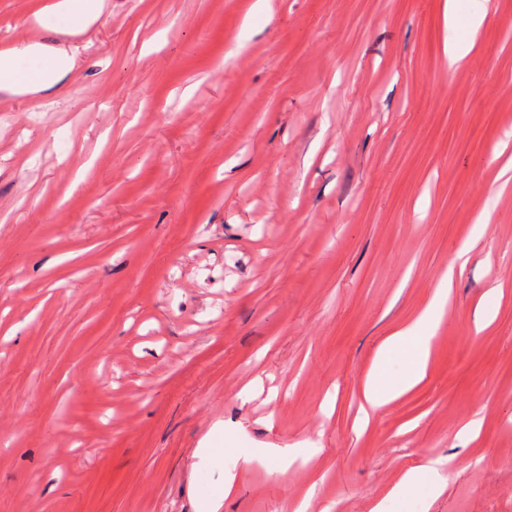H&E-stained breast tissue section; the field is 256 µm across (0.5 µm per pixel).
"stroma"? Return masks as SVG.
I'll return each instance as SVG.
<instances>
[{
  "instance_id": "35a3bbf8",
  "label": "stroma",
  "mask_w": 512,
  "mask_h": 512,
  "mask_svg": "<svg viewBox=\"0 0 512 512\" xmlns=\"http://www.w3.org/2000/svg\"><path fill=\"white\" fill-rule=\"evenodd\" d=\"M47 2L0 0V50L81 59L0 91V512H512V0H460L452 72L444 0H108L76 36ZM449 268L426 377L363 418ZM423 460L444 492L390 497Z\"/></svg>"
}]
</instances>
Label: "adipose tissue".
<instances>
[{
	"label": "adipose tissue",
	"mask_w": 512,
	"mask_h": 512,
	"mask_svg": "<svg viewBox=\"0 0 512 512\" xmlns=\"http://www.w3.org/2000/svg\"><path fill=\"white\" fill-rule=\"evenodd\" d=\"M106 0H52L38 13L50 18L53 30L66 35L84 33L101 16ZM79 64L77 50L65 47L43 48L39 45L14 46L0 51V90L38 91L59 82ZM453 281L452 271H445L425 310L412 322L396 328L378 348L363 389L365 411H376L396 399L403 391L419 384L426 376L429 344L437 331L448 303ZM415 342L420 351L401 386L390 385L381 368L389 355L407 342ZM425 484L427 498L440 496L446 481L436 461L426 460L405 472L393 487V496L406 494L417 484Z\"/></svg>",
	"instance_id": "ef3b65f1"
}]
</instances>
